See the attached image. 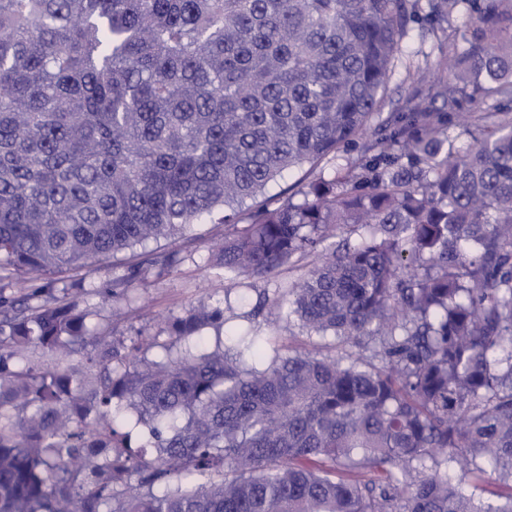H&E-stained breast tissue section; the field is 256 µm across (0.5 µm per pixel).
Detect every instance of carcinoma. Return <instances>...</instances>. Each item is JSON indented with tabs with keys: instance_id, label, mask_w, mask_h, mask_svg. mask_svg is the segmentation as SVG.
I'll list each match as a JSON object with an SVG mask.
<instances>
[{
	"instance_id": "1",
	"label": "carcinoma",
	"mask_w": 512,
	"mask_h": 512,
	"mask_svg": "<svg viewBox=\"0 0 512 512\" xmlns=\"http://www.w3.org/2000/svg\"><path fill=\"white\" fill-rule=\"evenodd\" d=\"M460 0H429L449 19ZM420 0H0V512H512V120L463 148L439 112H377ZM512 0L438 71L512 96ZM396 121L399 129L386 134ZM372 154L355 172L341 148ZM308 165L304 200L242 205ZM231 227L236 286L306 256L269 305L337 355L201 307L184 352L88 343L43 276ZM224 330L215 348L192 341ZM136 415L141 445L118 426ZM491 467L484 504L443 467ZM91 350V346L86 349H79L78 352L74 353L66 361H58L55 357L48 355L41 349H32L28 352V361L34 367L39 369L50 368L58 369L62 371L68 366H89L87 362L88 353Z\"/></svg>"
}]
</instances>
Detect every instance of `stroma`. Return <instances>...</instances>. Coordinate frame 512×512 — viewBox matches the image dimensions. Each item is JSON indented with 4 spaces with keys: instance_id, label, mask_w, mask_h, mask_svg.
<instances>
[{
    "instance_id": "1",
    "label": "stroma",
    "mask_w": 512,
    "mask_h": 512,
    "mask_svg": "<svg viewBox=\"0 0 512 512\" xmlns=\"http://www.w3.org/2000/svg\"><path fill=\"white\" fill-rule=\"evenodd\" d=\"M490 2L462 0L459 16L446 21L419 13L392 68L382 114L406 112L415 105L443 110L442 98L431 90L436 62L448 50L465 47L470 32L462 27V17L478 16ZM226 230L223 224H197L181 236L87 262L80 269L55 275L52 293L75 302L78 309L92 311L91 322L100 335L115 334L129 342L140 336L167 335L170 321L199 305L221 307L230 326L251 328L262 336L274 332L289 340L298 325L281 322L268 310L254 318L249 315L266 282L234 287L219 270L216 246ZM121 276L128 279V286L102 299L103 288Z\"/></svg>"
}]
</instances>
